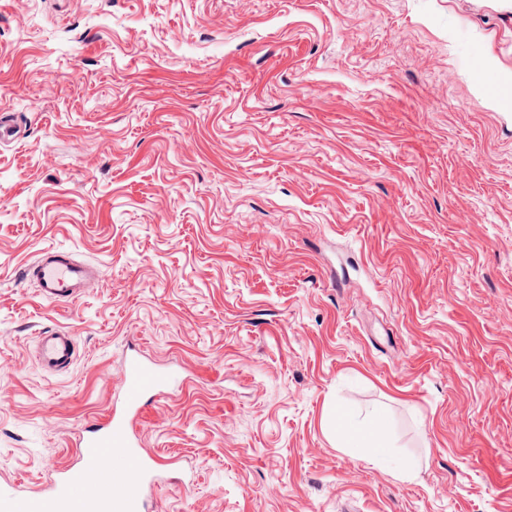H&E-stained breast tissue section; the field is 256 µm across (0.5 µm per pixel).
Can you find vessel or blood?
<instances>
[{
    "mask_svg": "<svg viewBox=\"0 0 512 512\" xmlns=\"http://www.w3.org/2000/svg\"><path fill=\"white\" fill-rule=\"evenodd\" d=\"M21 278L34 283L45 300L73 302L101 275L96 267L49 248L24 266ZM74 354L70 333L50 331L38 339L36 357L45 371L67 370ZM183 386L176 374L160 372L139 352L130 353L121 377L122 406L82 439L78 467L67 471L46 494L0 489V512H146V491L158 483L160 463L139 456L128 418L140 411L148 396L177 392Z\"/></svg>",
    "mask_w": 512,
    "mask_h": 512,
    "instance_id": "obj_1",
    "label": "vessel or blood"
}]
</instances>
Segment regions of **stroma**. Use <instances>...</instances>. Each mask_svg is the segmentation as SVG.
<instances>
[{"instance_id":"1","label":"stroma","mask_w":512,"mask_h":512,"mask_svg":"<svg viewBox=\"0 0 512 512\" xmlns=\"http://www.w3.org/2000/svg\"><path fill=\"white\" fill-rule=\"evenodd\" d=\"M485 53L512 70V12L475 0H0V486L75 463L133 346L187 381L133 423L152 512H512ZM46 248L104 284L41 299L18 271ZM340 408L390 459L339 448ZM74 337L68 332L49 331L39 336L36 357L47 372L67 370L74 360ZM351 428L346 431L341 448L351 454L373 461H386L390 457L391 446L382 434L383 418L372 414L359 420L349 417Z\"/></svg>"}]
</instances>
